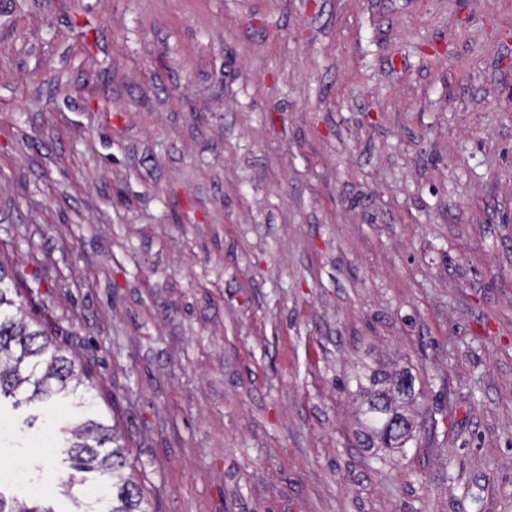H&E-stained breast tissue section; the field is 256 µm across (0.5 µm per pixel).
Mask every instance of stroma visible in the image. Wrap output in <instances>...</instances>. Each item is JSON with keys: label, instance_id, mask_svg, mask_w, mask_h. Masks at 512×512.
<instances>
[{"label": "stroma", "instance_id": "35a3bbf8", "mask_svg": "<svg viewBox=\"0 0 512 512\" xmlns=\"http://www.w3.org/2000/svg\"><path fill=\"white\" fill-rule=\"evenodd\" d=\"M0 261L152 512H512V0H0ZM413 438L361 447L370 370Z\"/></svg>", "mask_w": 512, "mask_h": 512}]
</instances>
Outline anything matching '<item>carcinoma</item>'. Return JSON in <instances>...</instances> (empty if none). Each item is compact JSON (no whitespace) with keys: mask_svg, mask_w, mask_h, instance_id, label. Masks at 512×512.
Listing matches in <instances>:
<instances>
[{"mask_svg":"<svg viewBox=\"0 0 512 512\" xmlns=\"http://www.w3.org/2000/svg\"><path fill=\"white\" fill-rule=\"evenodd\" d=\"M20 283L0 265V398L48 402L59 394H76L82 385L75 356L39 320L20 315ZM370 388L362 390L360 411L365 417L363 442L369 446L401 448L414 428L412 408L421 393L407 370H375ZM64 443L50 455L63 456L76 472H96L112 507L105 512H148L142 489L125 475L128 455L118 443L115 425L102 415L87 417L62 429ZM0 512H55L44 495L6 499L0 491Z\"/></svg>","mask_w":512,"mask_h":512,"instance_id":"cac0c4a2","label":"carcinoma"}]
</instances>
